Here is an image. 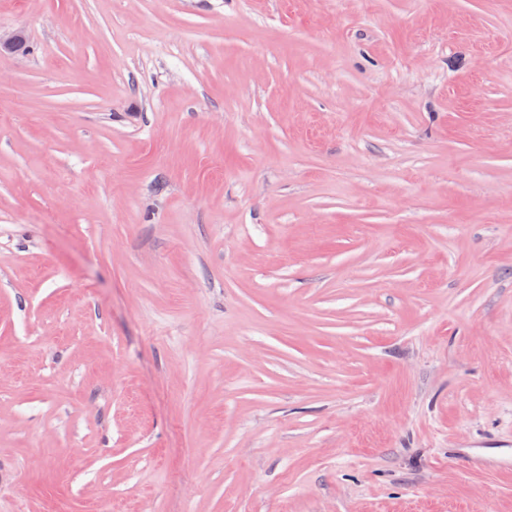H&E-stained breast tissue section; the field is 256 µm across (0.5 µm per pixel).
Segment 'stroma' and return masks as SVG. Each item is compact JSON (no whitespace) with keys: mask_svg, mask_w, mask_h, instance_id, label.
<instances>
[{"mask_svg":"<svg viewBox=\"0 0 512 512\" xmlns=\"http://www.w3.org/2000/svg\"><path fill=\"white\" fill-rule=\"evenodd\" d=\"M0 31V512H512V0Z\"/></svg>","mask_w":512,"mask_h":512,"instance_id":"35a3bbf8","label":"stroma"}]
</instances>
